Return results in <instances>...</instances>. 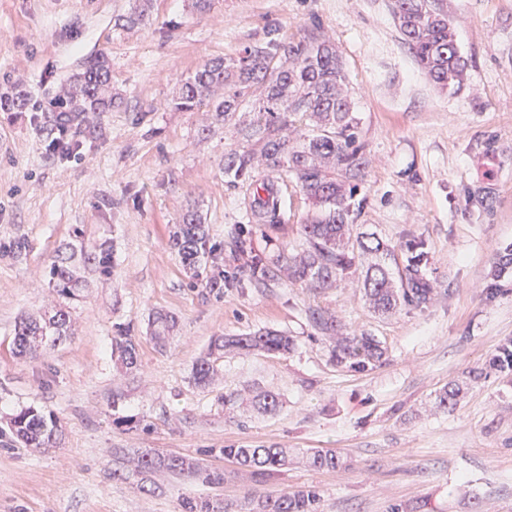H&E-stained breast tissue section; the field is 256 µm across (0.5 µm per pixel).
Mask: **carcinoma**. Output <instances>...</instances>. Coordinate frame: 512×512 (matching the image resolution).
Segmentation results:
<instances>
[{
	"label": "carcinoma",
	"instance_id": "cac0c4a2",
	"mask_svg": "<svg viewBox=\"0 0 512 512\" xmlns=\"http://www.w3.org/2000/svg\"><path fill=\"white\" fill-rule=\"evenodd\" d=\"M394 21L413 57L433 84L450 95L463 88L468 64L461 54L456 32L448 18L443 0H392ZM349 84L336 44L329 38L309 41L270 39L248 46L235 57L215 58L181 81L171 100L174 109L192 112L202 106L216 119L229 122L242 111L253 119L241 127V143L224 153V176L232 185H255L248 197L249 213L256 224L275 227L286 222L282 186L294 178L316 208L303 224V255L284 253L274 258L253 255L248 264L246 281L259 288L274 276L273 267L288 266L292 276L319 286L330 285L351 276L357 263L366 261L363 288L372 307L389 312L401 306L419 307L432 299L433 286L423 272L428 262L422 243L407 246L409 257L401 286L394 284L392 272L382 258L391 255L379 239L352 234L354 222L363 209L358 197L357 181L366 167V146L361 137V118L348 94ZM61 103L73 120L87 112H104L112 107L110 64L100 55L85 64L76 79L68 84ZM306 126L309 133L292 143L284 131ZM173 247L182 264L198 273L212 269L206 286L222 288L224 257L210 245L208 230L198 208L189 206L181 215L172 235ZM112 252L102 248L83 253L84 266L109 268ZM74 256H59L50 266V281L60 296L74 298L83 286L80 270L73 265ZM312 326L321 334L336 335V320L317 310L309 315ZM153 335L163 344L176 326L175 318L158 313L154 316ZM70 311L54 306L43 314L28 316L14 329V348L19 356L39 349H50L72 335ZM290 338L276 331H259L238 336L220 337L211 352L199 359L193 379L206 386L215 374L213 356L233 350L286 353ZM112 353L128 370L137 367L138 343L124 332L113 337ZM385 348L372 336H344L332 350L333 361L360 372L381 362ZM512 373V340L502 343L489 361L488 369L471 371L478 380L488 371ZM28 448L56 446L62 439L59 418L52 412L28 406L20 409L0 429V437ZM224 458L265 477L288 464L286 448H222ZM316 469H334L340 463L332 450L317 449L308 455ZM162 469L174 475L196 474L212 485L224 477L198 462L179 454L139 453L134 469L112 470V479L126 481L130 473L144 475ZM320 496L312 488L248 499V512H318ZM184 512H234L233 503L220 498L182 500Z\"/></svg>",
	"mask_w": 512,
	"mask_h": 512
}]
</instances>
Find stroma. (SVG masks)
<instances>
[{
    "label": "stroma",
    "mask_w": 512,
    "mask_h": 512,
    "mask_svg": "<svg viewBox=\"0 0 512 512\" xmlns=\"http://www.w3.org/2000/svg\"><path fill=\"white\" fill-rule=\"evenodd\" d=\"M133 0H0V92L22 89L20 112L0 111V421L33 405L56 414V448H24L0 437V512H181L185 497H247L315 487L319 512H512V375L470 381L512 338V0H446L462 55L464 89L441 93L421 70L393 20L391 0H150L146 20L116 26ZM331 37L359 101L368 166L356 231L394 250L401 275L407 242L424 240L435 289L426 306L382 314L356 282L317 287L277 269L264 288H209L187 275L169 230L191 204L224 272L245 277L240 234L259 253L294 254L312 206L286 188L287 223H250L246 189L227 183L224 153L238 127L206 110L175 111L177 83L209 59L271 39ZM106 55L121 102L71 123L75 147L49 152L61 86L83 63ZM108 244V271L89 267L80 296L62 299L77 331L27 359L13 352L16 322L55 299L49 267L59 249ZM500 281L504 293L487 300ZM334 316L344 334L375 336L382 364L357 373L336 365L307 318ZM175 316L166 348L150 337L153 312ZM128 326L139 365L118 372L111 342ZM290 336L288 354L255 351L219 359L208 387L192 378L220 336L258 330ZM454 409L439 407L448 384ZM278 394L272 414L255 397ZM243 397L225 410L229 393ZM138 420L137 429L114 425ZM284 448L280 473L250 476L220 448ZM176 453L224 474L221 488L194 475L149 473L159 487L113 481L123 451ZM331 449L342 463L311 468L305 453Z\"/></svg>",
    "instance_id": "1"
}]
</instances>
